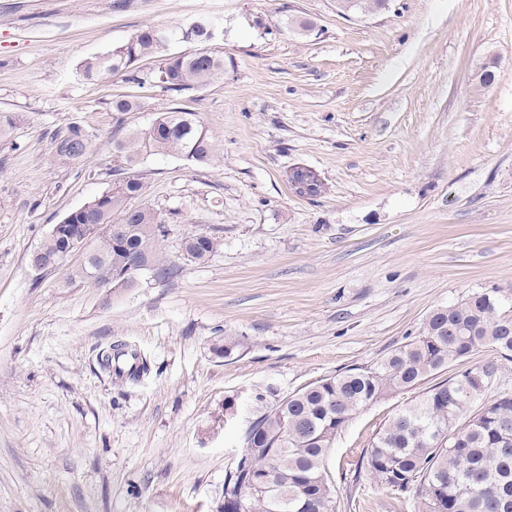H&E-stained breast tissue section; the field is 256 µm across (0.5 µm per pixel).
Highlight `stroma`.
Instances as JSON below:
<instances>
[{"label":"stroma","mask_w":512,"mask_h":512,"mask_svg":"<svg viewBox=\"0 0 512 512\" xmlns=\"http://www.w3.org/2000/svg\"><path fill=\"white\" fill-rule=\"evenodd\" d=\"M202 18L224 57L204 88L82 75L139 30ZM125 93L139 108L113 111ZM177 107L212 132L215 161L118 157L119 138ZM1 112L17 121L0 137V512H213L257 390L371 364L434 309L512 294V0H390L369 18L336 0H0ZM73 128L89 151L59 156ZM297 164L324 194H292ZM118 168L141 178L137 205L177 213L160 254L178 276L112 292L34 272L52 226ZM192 231L220 240L206 263L182 255ZM113 343L148 357L140 384L100 368ZM412 398L337 436L339 512H399L358 452Z\"/></svg>","instance_id":"35a3bbf8"}]
</instances>
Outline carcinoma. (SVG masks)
<instances>
[{
	"mask_svg": "<svg viewBox=\"0 0 512 512\" xmlns=\"http://www.w3.org/2000/svg\"><path fill=\"white\" fill-rule=\"evenodd\" d=\"M386 0H337L345 15L375 14ZM210 24L201 22L170 34L147 29L82 65L83 77L103 80L129 72L139 61L157 53L176 37L198 48L161 60L149 81L163 92L182 93L204 87L224 75V56L207 48ZM126 162L145 155L173 154L208 164L215 138L182 108L161 113L152 126L116 143ZM89 142L74 129L57 139L62 156L80 158ZM144 192V183L127 175L111 184L78 218L62 219L79 235L85 224L125 225L121 236L92 238L83 261L71 265L67 284L102 287L106 270L121 283L128 268L144 266L156 281L167 282L179 267L159 257V246L176 213L129 201ZM219 240L208 232H191L182 239V253L204 262ZM43 270L60 261L63 240L46 236L38 248ZM488 348L495 357L467 367L455 376L433 382L450 366L462 365ZM129 350L109 345L98 357L100 366L131 384L150 372L147 358L134 352L138 364L124 371L114 363ZM512 362V296L498 290L476 292L425 318L419 332L393 347L370 366H353L325 376L287 396L271 387L255 394L252 444L238 451L224 472L222 499L215 512H338L336 489L328 457L336 436L361 410L401 390L422 389L418 400L389 419L362 449L359 462L373 482L418 512H512V389L489 394L502 362Z\"/></svg>",
	"mask_w": 512,
	"mask_h": 512,
	"instance_id": "1",
	"label": "carcinoma"
}]
</instances>
